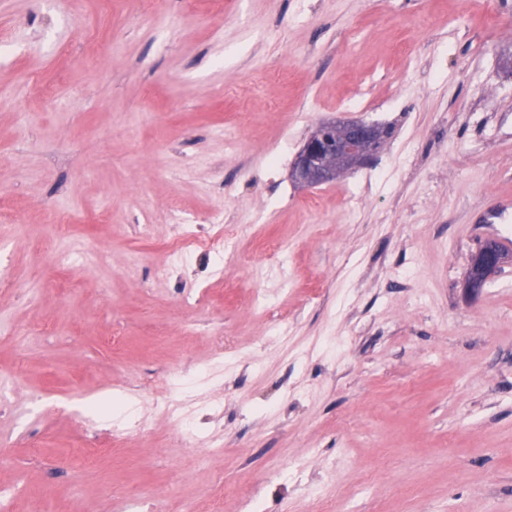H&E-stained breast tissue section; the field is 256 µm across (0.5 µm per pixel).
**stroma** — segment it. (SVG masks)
<instances>
[{"mask_svg": "<svg viewBox=\"0 0 512 512\" xmlns=\"http://www.w3.org/2000/svg\"><path fill=\"white\" fill-rule=\"evenodd\" d=\"M348 119L391 134L295 183L304 141ZM505 198L512 0H0L9 512H126L134 488L185 512L219 486L223 512H512V251L467 286L481 239L512 235ZM174 203L223 211L232 251L167 268ZM50 206L76 219L56 255ZM221 346L237 358L206 372ZM176 367L224 439L203 460L152 397ZM104 423L130 428L106 466H71Z\"/></svg>", "mask_w": 512, "mask_h": 512, "instance_id": "1", "label": "stroma"}]
</instances>
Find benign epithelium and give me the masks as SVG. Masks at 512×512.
Returning <instances> with one entry per match:
<instances>
[{
    "label": "benign epithelium",
    "mask_w": 512,
    "mask_h": 512,
    "mask_svg": "<svg viewBox=\"0 0 512 512\" xmlns=\"http://www.w3.org/2000/svg\"><path fill=\"white\" fill-rule=\"evenodd\" d=\"M382 129L362 120L320 124L298 152L291 176L315 187L366 164L377 151Z\"/></svg>",
    "instance_id": "7a95c632"
}]
</instances>
